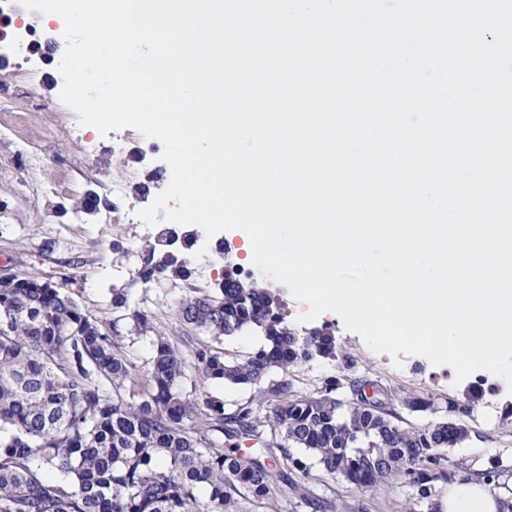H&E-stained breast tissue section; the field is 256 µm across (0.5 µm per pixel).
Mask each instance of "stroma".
I'll list each match as a JSON object with an SVG mask.
<instances>
[{
    "label": "stroma",
    "mask_w": 512,
    "mask_h": 512,
    "mask_svg": "<svg viewBox=\"0 0 512 512\" xmlns=\"http://www.w3.org/2000/svg\"><path fill=\"white\" fill-rule=\"evenodd\" d=\"M32 84L39 88L38 97L27 94ZM62 88L57 67L23 49L14 50L7 68L0 70V97L9 100L8 107L0 106V271L60 284L107 328L117 316L111 290L126 289L131 307L150 312L170 339L190 336L200 344L212 343L205 332L180 321L177 304L195 286L215 293L223 259L215 250H207L202 257L210 263V277L200 286L191 279L143 283L138 272L145 248L155 236L142 233L138 225L113 222L108 207L112 179L122 173L128 176L122 209L135 212L147 207L167 188V181L146 179L150 170L167 167L163 144L141 136L115 149V134L104 136L79 125L77 114L60 99ZM90 190L99 199L96 212L70 213L73 199ZM183 256L192 266L202 258L193 248ZM251 273L279 298L292 330L305 333L323 326L336 338L335 358L317 357L288 372L291 396L316 394L336 378H367L387 392L407 427L437 421L447 401H469L473 404L465 420L469 435L461 445L444 451L450 466L461 464L476 471L492 456L512 465V418L504 416L506 406L512 405V389L503 378L479 370L459 382L451 366L432 364L421 355L395 364L390 355L372 350L358 333L348 330L338 313L307 319V306L286 285L259 268ZM415 398L434 401L435 411H411L407 402ZM309 487L315 496L335 501L337 512L361 502L370 512H427L398 476L364 493L315 466Z\"/></svg>",
    "instance_id": "1"
}]
</instances>
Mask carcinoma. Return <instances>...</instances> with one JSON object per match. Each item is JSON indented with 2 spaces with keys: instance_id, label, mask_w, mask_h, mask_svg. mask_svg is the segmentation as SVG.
I'll return each mask as SVG.
<instances>
[{
  "instance_id": "cac0c4a2",
  "label": "carcinoma",
  "mask_w": 512,
  "mask_h": 512,
  "mask_svg": "<svg viewBox=\"0 0 512 512\" xmlns=\"http://www.w3.org/2000/svg\"><path fill=\"white\" fill-rule=\"evenodd\" d=\"M139 276L187 280L191 270L159 240L147 246ZM112 306L125 314L109 333L36 275L0 287V512H258L288 498L336 512L306 492L313 462L366 491L401 474L416 501L437 510L439 485L455 475L441 450L462 443L467 427L404 428L384 392L368 395L363 380L346 400L336 396L339 380L286 398L288 380L271 373L336 357V340L324 328L290 329L261 283L226 272L219 295L192 291L177 308L183 323L218 342L259 332L262 344L243 357L189 336L172 343L148 312L130 309L123 288L112 289ZM121 320L132 335H154L145 376L123 351ZM191 362L205 382L259 388L267 415L251 401L227 413L207 393L190 398L182 386ZM245 440L261 448L248 452ZM510 471L493 456L475 477L497 489Z\"/></svg>"
}]
</instances>
